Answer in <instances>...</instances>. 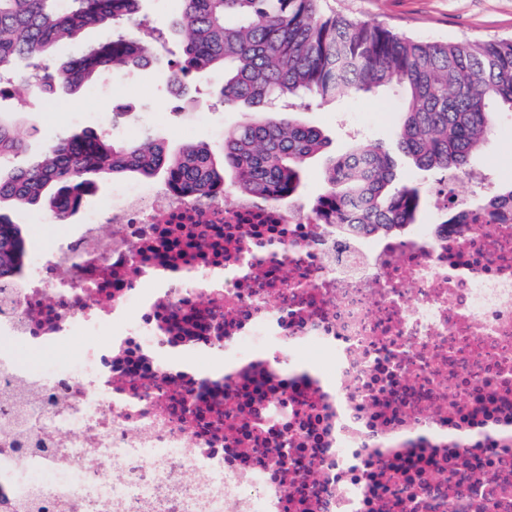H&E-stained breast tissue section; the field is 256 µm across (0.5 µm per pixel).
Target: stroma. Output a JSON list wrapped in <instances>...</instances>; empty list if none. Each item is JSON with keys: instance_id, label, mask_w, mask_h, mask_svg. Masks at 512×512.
<instances>
[{"instance_id": "1", "label": "stroma", "mask_w": 512, "mask_h": 512, "mask_svg": "<svg viewBox=\"0 0 512 512\" xmlns=\"http://www.w3.org/2000/svg\"><path fill=\"white\" fill-rule=\"evenodd\" d=\"M324 8L427 41L512 38V0H325ZM178 12L177 0H140L145 26L168 34L162 64L112 74L76 91L60 93L61 109L48 110L42 94L29 90L20 79L0 81V110L8 112L24 144L15 165H26L58 136L84 130L116 139L147 132L172 154L188 143H205L214 153H221L225 132L241 124L248 112L224 108L218 95L223 75L218 71L188 77L185 93L173 99L167 87L168 67L178 61L185 38L184 33L172 29ZM115 106L125 109L126 119H114L111 109ZM405 107L404 98L389 90L348 94L325 102L311 100L293 107V119L320 129L328 141L325 154L311 159L304 169L302 201L312 204L321 193L327 155L374 142L384 143L390 150L397 182L419 188L423 200L420 223L445 219L441 209L444 191L469 199L481 197L482 186L445 172L420 170L401 152L394 130ZM496 123V135L472 157L470 168L502 187L512 183V112L497 113Z\"/></svg>"}]
</instances>
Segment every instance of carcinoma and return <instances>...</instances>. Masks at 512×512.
<instances>
[{
    "label": "carcinoma",
    "instance_id": "obj_1",
    "mask_svg": "<svg viewBox=\"0 0 512 512\" xmlns=\"http://www.w3.org/2000/svg\"><path fill=\"white\" fill-rule=\"evenodd\" d=\"M140 0H0V75L18 62L32 64L83 31L125 24L141 29ZM179 26L187 33L178 68L184 77L219 69L224 109L248 108L251 118L224 134L216 156L206 144L170 155L156 139L116 141L78 133L50 144L37 161L0 175L4 203L43 210L61 223L83 202L101 173L159 174L183 192L224 197V172L242 193L293 197L306 164L327 139L273 109L280 98L313 95L333 100L391 87L407 106L395 130L399 147L420 168L469 174L470 160L496 132L494 113L512 112V39L429 42L384 27L326 16L321 0H180ZM154 58L151 50L119 32L43 71L38 90L75 89ZM22 149L0 118V161ZM327 190L314 211L351 233L398 236L416 223L417 188L395 183L385 145L373 143L329 158ZM512 217V187L474 209L455 203L448 223L469 224L472 213ZM26 256L17 224L0 212V277L19 271Z\"/></svg>",
    "mask_w": 512,
    "mask_h": 512
}]
</instances>
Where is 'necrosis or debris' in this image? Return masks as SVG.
<instances>
[{"mask_svg":"<svg viewBox=\"0 0 512 512\" xmlns=\"http://www.w3.org/2000/svg\"><path fill=\"white\" fill-rule=\"evenodd\" d=\"M0 512H512V224L81 208L0 279Z\"/></svg>","mask_w":512,"mask_h":512,"instance_id":"1","label":"necrosis or debris"}]
</instances>
